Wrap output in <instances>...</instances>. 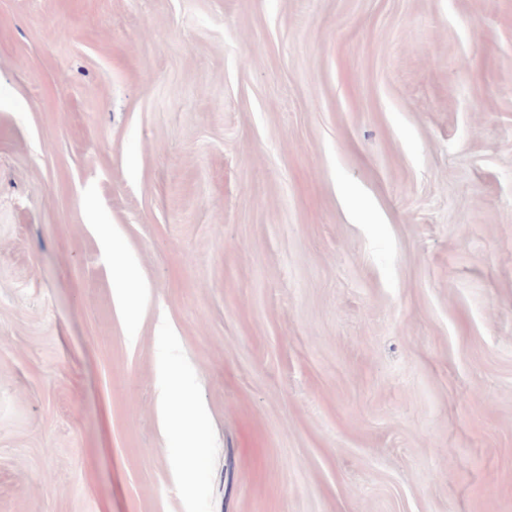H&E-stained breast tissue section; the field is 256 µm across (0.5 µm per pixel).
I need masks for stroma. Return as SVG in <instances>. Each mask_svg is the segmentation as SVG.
<instances>
[{
  "label": "stroma",
  "instance_id": "1",
  "mask_svg": "<svg viewBox=\"0 0 512 512\" xmlns=\"http://www.w3.org/2000/svg\"><path fill=\"white\" fill-rule=\"evenodd\" d=\"M0 512H512V0H0ZM199 417L200 414L198 412H195L193 415L187 413L181 426L185 438L183 468L187 474L194 473L202 459L200 439L195 428V420L199 419Z\"/></svg>",
  "mask_w": 512,
  "mask_h": 512
}]
</instances>
